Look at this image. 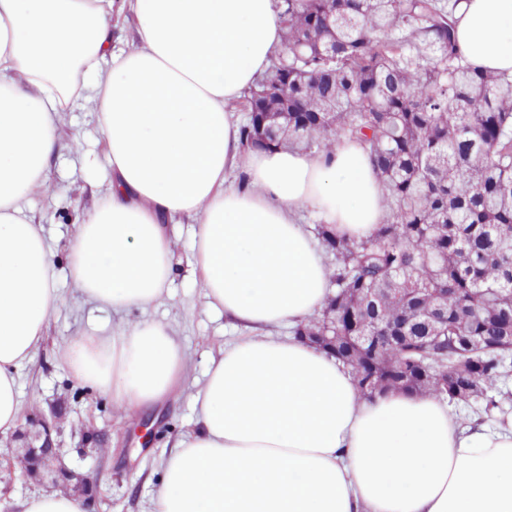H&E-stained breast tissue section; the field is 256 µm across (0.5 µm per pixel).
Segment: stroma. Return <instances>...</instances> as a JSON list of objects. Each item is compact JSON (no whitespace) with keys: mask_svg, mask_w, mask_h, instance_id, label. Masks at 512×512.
<instances>
[{"mask_svg":"<svg viewBox=\"0 0 512 512\" xmlns=\"http://www.w3.org/2000/svg\"><path fill=\"white\" fill-rule=\"evenodd\" d=\"M58 135L65 144L80 140L82 148L61 152L52 160L45 182L27 201V213L44 228L63 302L49 318L43 344L19 371L21 413L57 411V440L64 462L100 487L96 512H152L162 464L198 417L193 396L211 359L219 356L236 330L226 324L223 313L207 306L201 278L191 272L187 217L180 218L170 234L177 266L164 303L126 315L91 311L70 277L66 247L78 219L92 213L107 196L111 168L96 113L71 106L62 114ZM145 319L169 325L188 358V380L178 400L147 413L153 433L146 443L134 434L111 397L79 382L61 363L62 348L91 332L94 325L119 329ZM102 445L109 447V455L99 454ZM14 453L11 435L0 434V512H19L21 500L41 491L20 468L10 467Z\"/></svg>","mask_w":512,"mask_h":512,"instance_id":"stroma-1","label":"stroma"}]
</instances>
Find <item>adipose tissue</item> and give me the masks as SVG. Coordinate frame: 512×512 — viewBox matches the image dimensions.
Returning a JSON list of instances; mask_svg holds the SVG:
<instances>
[{
    "label": "adipose tissue",
    "instance_id": "1",
    "mask_svg": "<svg viewBox=\"0 0 512 512\" xmlns=\"http://www.w3.org/2000/svg\"><path fill=\"white\" fill-rule=\"evenodd\" d=\"M116 11L134 19L117 52ZM456 18L469 60L512 77V0H461ZM282 42L274 0H0V433L18 423L19 370L63 301L23 202L63 149L61 112L81 101L112 170L67 245L85 301L122 314L161 300L169 224L187 216L208 304L242 330L194 396L197 425L163 464L154 512H512V427L461 425L434 396L360 398L336 358L273 333L332 293L307 216L357 240L385 216L360 141L328 154L243 147L226 106ZM61 359L131 414L173 399L187 361L172 330L147 321L82 335Z\"/></svg>",
    "mask_w": 512,
    "mask_h": 512
}]
</instances>
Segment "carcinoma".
Instances as JSON below:
<instances>
[{"label": "carcinoma", "mask_w": 512, "mask_h": 512, "mask_svg": "<svg viewBox=\"0 0 512 512\" xmlns=\"http://www.w3.org/2000/svg\"><path fill=\"white\" fill-rule=\"evenodd\" d=\"M459 2L282 0L284 54L242 103L241 132L267 150L358 139L386 188L373 238L314 226L333 292L294 333L366 398L429 394L488 414L512 375V78L461 52ZM297 97L305 111H286Z\"/></svg>", "instance_id": "carcinoma-1"}]
</instances>
